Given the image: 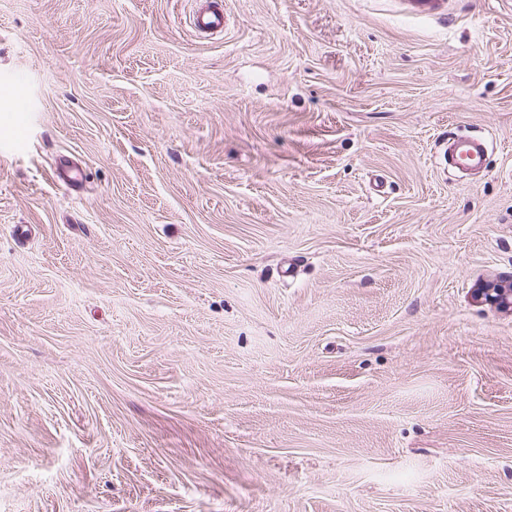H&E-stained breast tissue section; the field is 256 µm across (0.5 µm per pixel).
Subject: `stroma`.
Here are the masks:
<instances>
[{
  "label": "stroma",
  "instance_id": "1",
  "mask_svg": "<svg viewBox=\"0 0 512 512\" xmlns=\"http://www.w3.org/2000/svg\"><path fill=\"white\" fill-rule=\"evenodd\" d=\"M190 10L0 0V512H512V0ZM195 4L191 25L200 33H223L224 3L217 0H197ZM487 151L486 140L482 137H466L453 140L450 145L452 161L466 169H482ZM473 298L478 304H489L511 312L512 284L490 280L474 291Z\"/></svg>",
  "mask_w": 512,
  "mask_h": 512
}]
</instances>
